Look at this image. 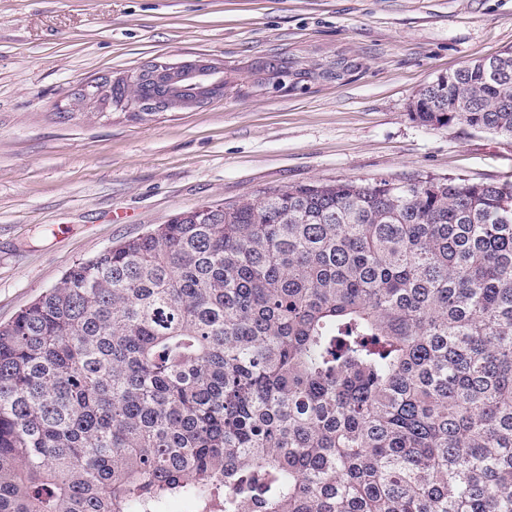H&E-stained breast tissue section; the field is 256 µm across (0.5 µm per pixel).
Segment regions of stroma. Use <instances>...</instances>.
<instances>
[{"label": "stroma", "mask_w": 512, "mask_h": 512, "mask_svg": "<svg viewBox=\"0 0 512 512\" xmlns=\"http://www.w3.org/2000/svg\"><path fill=\"white\" fill-rule=\"evenodd\" d=\"M509 47L512 0H0V324L201 204L319 181L512 183V141L410 113L438 76ZM282 55L352 69L258 84ZM199 56L223 63V101L143 121L71 107L85 82Z\"/></svg>", "instance_id": "obj_1"}]
</instances>
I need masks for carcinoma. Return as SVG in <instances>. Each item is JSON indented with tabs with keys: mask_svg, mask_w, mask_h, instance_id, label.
Here are the masks:
<instances>
[{
	"mask_svg": "<svg viewBox=\"0 0 512 512\" xmlns=\"http://www.w3.org/2000/svg\"><path fill=\"white\" fill-rule=\"evenodd\" d=\"M352 64L278 57L293 78ZM165 81L112 98L160 100ZM512 139V49L411 103ZM512 512V185L284 186L72 265L0 325V512Z\"/></svg>",
	"mask_w": 512,
	"mask_h": 512,
	"instance_id": "1",
	"label": "carcinoma"
}]
</instances>
